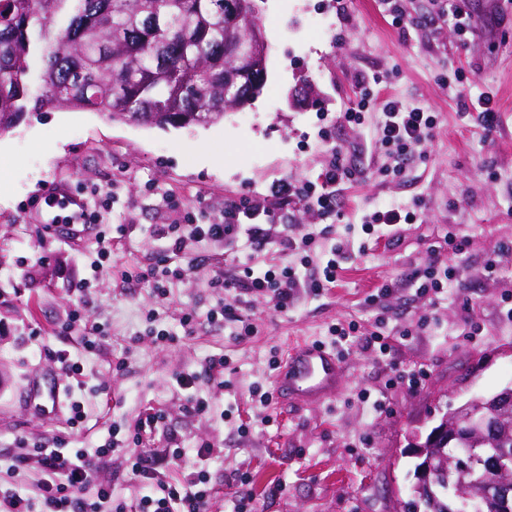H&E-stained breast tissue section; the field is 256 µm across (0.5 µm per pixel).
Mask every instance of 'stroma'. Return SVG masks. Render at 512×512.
<instances>
[{
	"mask_svg": "<svg viewBox=\"0 0 512 512\" xmlns=\"http://www.w3.org/2000/svg\"><path fill=\"white\" fill-rule=\"evenodd\" d=\"M457 2L473 19L471 34L459 35L452 16L437 17L433 0H405L404 29L385 20L380 0H256L269 46L267 80L251 105L223 121L161 130L54 110L0 137V159L12 163L0 189V467L14 466L15 483L30 497L38 495L40 473L19 462L14 437L32 444L62 437L69 447L93 448L108 425L127 429L153 409L185 448L171 476L194 469L197 446H213L210 512H236L242 475L256 512H404L414 483L412 434L512 387V321L500 312L502 296L512 295V5ZM372 74L390 75L392 93L437 117L433 139L394 180L378 174L385 156L373 119L355 126L341 118L357 101L358 76ZM483 92L500 113L489 132L462 101ZM333 149L362 178L344 186L335 216L293 206L288 233L318 234L322 253L348 244L335 288L300 293L285 312L254 296V332L238 336L233 326L208 320L210 309L232 299L209 281L282 263L279 245H189L177 259L186 273L160 303L148 282L131 279L160 251L156 225L178 222L183 207L220 217L226 202L265 192L273 181L315 179ZM83 187L116 195L108 216L112 256L88 296L89 314L105 334L90 351L80 332L61 336L56 328L77 302L73 284L90 275L95 234L73 237L66 225L48 226L41 217L49 192ZM390 202L420 203L421 222L364 248L362 213ZM450 231L467 241V252L451 290L433 302L410 278ZM489 259L498 265L492 278L483 271ZM387 281L392 292L375 297ZM152 303L159 315L150 322L144 309ZM186 312L196 315L188 333L180 325ZM473 321L481 326L476 336L469 333ZM336 323L359 331L342 356L346 383L336 400L303 410L276 398L254 405L253 388L274 389L271 358L300 339L332 343ZM36 326L41 334L34 338L29 330ZM153 327L171 332L173 341L155 339ZM376 331L389 335V354L364 350L365 335ZM61 349L79 356L93 383L83 394L87 418L78 432L66 414L27 402L29 384L60 374ZM213 355L224 356L223 374L205 372ZM412 370L425 371L422 387L397 384ZM178 373L197 375L211 414L186 410L170 384ZM377 398L384 411L372 410Z\"/></svg>",
	"mask_w": 512,
	"mask_h": 512,
	"instance_id": "35a3bbf8",
	"label": "stroma"
}]
</instances>
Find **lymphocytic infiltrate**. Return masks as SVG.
I'll list each match as a JSON object with an SVG mask.
<instances>
[{
  "instance_id": "obj_1",
  "label": "lymphocytic infiltrate",
  "mask_w": 512,
  "mask_h": 512,
  "mask_svg": "<svg viewBox=\"0 0 512 512\" xmlns=\"http://www.w3.org/2000/svg\"><path fill=\"white\" fill-rule=\"evenodd\" d=\"M358 87L360 100L356 108L344 112L343 118L346 122L360 125L367 116H374L376 134L388 158L387 165L380 168L379 173L384 177L400 175L407 156L433 137L436 118L426 108L407 105L397 95L389 93L387 76H361ZM378 92L382 93L383 99L377 104L373 96ZM360 176V171L352 168L333 150L316 180L281 179L272 184L265 195H244L225 203L219 220L203 224L195 213L190 212L181 224L161 226L157 235L164 246L159 252L157 265L149 271L155 298L166 299L170 281L183 274L181 268L172 267V259L194 243L241 239L250 249L257 250L274 239L286 252L311 251L316 243L315 235L299 239L284 233L271 236L261 222L262 217L273 216L280 223H287L289 208L298 202L317 210L322 216L335 215L338 187ZM44 204L45 223L97 226L98 250L91 270L95 273L102 271V261L112 250L111 237L101 229L103 213L89 208L87 202H73L65 193L49 194ZM344 253L345 246L339 243L323 254L321 270L314 278L306 277L298 266L287 263L260 271L247 267L241 278L234 280L221 276L212 278V287L234 291L235 297L233 303L210 311L209 316L234 323L236 335H251L253 327L242 317L250 305L249 293L267 294L278 310H287L300 290L306 289L318 295L335 287ZM159 434L166 441L165 447H143V440ZM14 444L16 448L33 452L41 474L40 498L32 500L16 486L0 488V512H126L125 504L114 503L111 483L101 477L112 456L121 451L127 452L131 472L143 489L137 512H208L206 465L212 449L208 446L197 448V470L178 480L167 479L168 467L183 455L184 450L178 437L166 432L161 412L140 418L134 426L132 440L119 438L116 430L112 429L104 443L91 450L67 447L65 439L60 437L32 446L25 437L19 436Z\"/></svg>"
}]
</instances>
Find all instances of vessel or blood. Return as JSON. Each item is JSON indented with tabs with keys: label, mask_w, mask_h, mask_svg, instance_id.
I'll list each match as a JSON object with an SVG mask.
<instances>
[{
	"label": "vessel or blood",
	"mask_w": 512,
	"mask_h": 512,
	"mask_svg": "<svg viewBox=\"0 0 512 512\" xmlns=\"http://www.w3.org/2000/svg\"><path fill=\"white\" fill-rule=\"evenodd\" d=\"M280 400L296 408L318 406L336 398L343 387V364L334 349L299 341L292 344L275 375ZM63 382L58 376H47L33 387L32 399L41 410L58 413Z\"/></svg>",
	"instance_id": "1"
}]
</instances>
